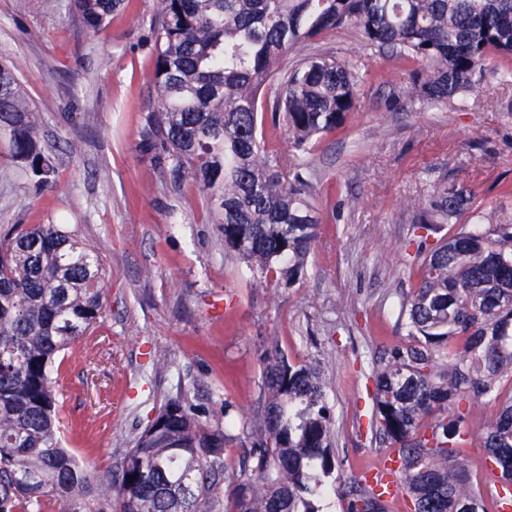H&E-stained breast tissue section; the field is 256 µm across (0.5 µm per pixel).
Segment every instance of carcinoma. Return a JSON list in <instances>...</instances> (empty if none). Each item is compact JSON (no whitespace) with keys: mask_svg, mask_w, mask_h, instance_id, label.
<instances>
[{"mask_svg":"<svg viewBox=\"0 0 512 512\" xmlns=\"http://www.w3.org/2000/svg\"><path fill=\"white\" fill-rule=\"evenodd\" d=\"M154 106L139 142L175 180L216 201L224 245L288 286L317 237L310 181L266 151L259 127L283 122L303 154L359 106L365 75L319 45L351 29L365 49L410 67L408 96L460 109L487 68L512 59V0H154ZM122 0H74L101 29ZM308 52L288 59L296 47ZM39 115L13 69L0 66V136L49 183L54 158L36 138ZM465 184L439 175L415 204L426 252L420 283L402 304L413 343L377 367L375 432L398 447L400 483L414 512H484L466 475L470 406L489 398L481 441L512 480V221L474 205ZM471 225L424 249L439 224ZM105 269L65 224H14L0 234V512H210L228 435L178 400L137 437L117 478L103 482L63 447L53 363L99 325ZM447 368L435 371L437 360ZM326 380L311 362L275 351L264 372L260 443L231 474L225 512H323L336 487ZM134 477L128 482V477ZM346 512L385 503L362 476L344 482Z\"/></svg>","mask_w":512,"mask_h":512,"instance_id":"obj_1","label":"carcinoma"}]
</instances>
